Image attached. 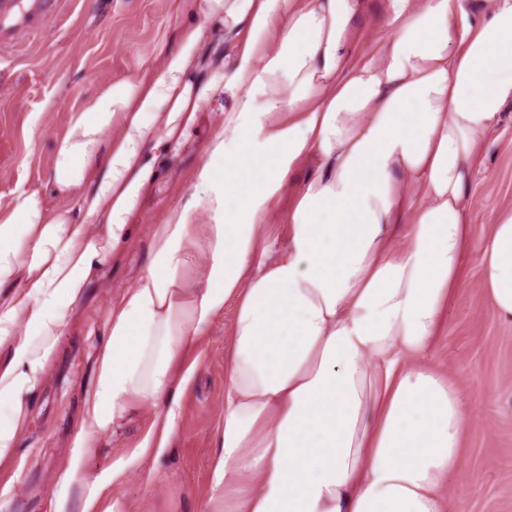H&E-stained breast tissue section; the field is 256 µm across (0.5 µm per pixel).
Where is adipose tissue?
Masks as SVG:
<instances>
[{"label":"adipose tissue","mask_w":512,"mask_h":512,"mask_svg":"<svg viewBox=\"0 0 512 512\" xmlns=\"http://www.w3.org/2000/svg\"><path fill=\"white\" fill-rule=\"evenodd\" d=\"M176 49L71 113L52 183L0 205V464L60 339L141 220L201 112L196 192L153 234V261L109 310L75 459L142 408L167 448L188 355L236 305L224 428L205 512H446L470 417L419 366L469 259L512 326V210L473 241L466 198L512 104V0H390L389 35L350 58L358 0H175ZM315 161L288 240L261 227L291 170ZM220 211L206 224L202 213ZM406 227L403 248L394 225Z\"/></svg>","instance_id":"ef3b65f1"}]
</instances>
